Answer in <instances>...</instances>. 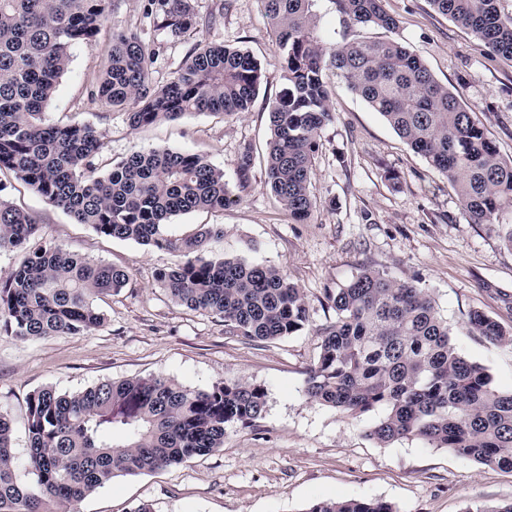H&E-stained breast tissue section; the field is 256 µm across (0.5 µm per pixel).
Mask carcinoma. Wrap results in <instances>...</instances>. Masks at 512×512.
Segmentation results:
<instances>
[{
    "label": "carcinoma",
    "instance_id": "carcinoma-1",
    "mask_svg": "<svg viewBox=\"0 0 512 512\" xmlns=\"http://www.w3.org/2000/svg\"><path fill=\"white\" fill-rule=\"evenodd\" d=\"M111 0H0V172L7 170L48 203L100 235L175 251L156 286L178 305L224 322L245 341L290 336L309 322L300 288L282 270L208 254L224 225L202 224L172 240L163 228L180 214L219 212L235 202L224 169L179 150L135 151L101 170V134L90 125L45 118L72 50L92 40ZM285 81L270 109L265 186L290 217L307 222L315 155L332 108L325 71L333 69L411 149L446 174L471 224L512 216V159H504L472 110L439 83L422 60L394 40L328 46L318 31L317 0H259ZM351 25L393 31L384 0H330ZM502 0H430L478 37L492 56L512 60V14ZM194 0H143L149 27L176 39L216 25ZM159 50L140 32L112 33L108 65L91 93L125 111L133 128L190 113L237 116L261 85L260 63L245 49L200 40L170 79L153 81ZM251 156L238 162L250 185ZM0 251L25 256L0 281V335L21 340L91 335L104 325L95 302L127 287L128 270L42 241V225L3 196ZM336 314L319 328L317 361L305 395L349 416L378 411L370 436L381 444L415 437L474 462L512 472V390L493 385L486 368L457 351L448 321L428 290L365 268L328 294ZM473 333L512 345L507 330L480 310ZM266 392L245 379L207 391L163 375L106 380L78 392L53 387L27 401L28 469L21 480L12 426L0 410V512H76L113 478L150 474L224 447L228 430L259 419ZM306 512H397L382 500H323Z\"/></svg>",
    "mask_w": 512,
    "mask_h": 512
}]
</instances>
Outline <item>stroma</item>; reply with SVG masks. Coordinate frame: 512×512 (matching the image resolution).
Here are the masks:
<instances>
[{
	"label": "stroma",
	"instance_id": "1",
	"mask_svg": "<svg viewBox=\"0 0 512 512\" xmlns=\"http://www.w3.org/2000/svg\"><path fill=\"white\" fill-rule=\"evenodd\" d=\"M200 14L220 9V24L174 42L155 33L156 82H166L203 38L248 50L262 67L249 112L227 117L192 113L141 128L91 93L107 63L112 33L139 27L142 0H115L90 42L73 50L46 116L82 122L102 134V163L135 151L184 150L224 170L235 204L221 212L173 217L171 239L199 225L220 224L213 255L283 269L304 291L310 318L301 331L267 342L226 335L220 319L171 302L154 284L174 252L101 236L76 223L11 176L1 181L13 204L35 215L46 241L129 271L121 293L100 306L105 325L89 336L19 340L0 336V409L12 421L19 471L28 467L26 399L44 387L76 392L96 383L161 374L200 390L224 380L264 387L266 409L251 426L228 431L223 448L151 474L118 476L82 500L78 512H307L323 500H382L397 512H465L512 500V473L459 457L417 438L380 444L368 435L377 420L357 418L308 399V372L318 355L317 330L334 320L326 304L363 267L427 289L447 318L458 352L484 366L500 390L512 389V346L471 332L480 310L512 329V245L497 224L469 223L446 175L431 168L346 82L327 71L333 118L323 129L310 192L317 209L307 223L292 220L264 185L269 111L283 86L276 46L259 0H195ZM394 33L345 26L331 0H319V30L329 43L394 38L416 53L434 78L471 107L502 157L512 158V61L492 58L469 30L437 13L429 0H385ZM253 165L247 191L238 187L244 149ZM396 173L389 181L387 173Z\"/></svg>",
	"mask_w": 512,
	"mask_h": 512
}]
</instances>
